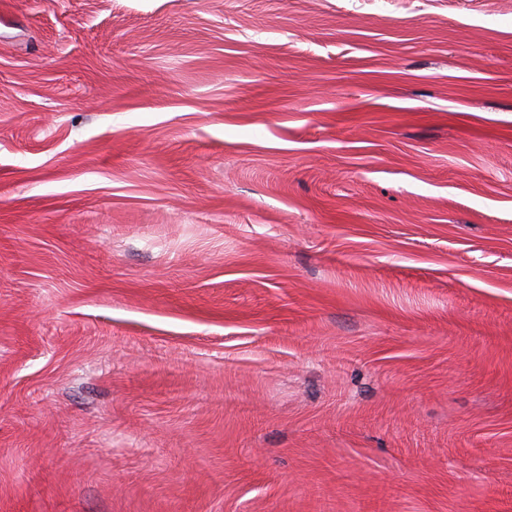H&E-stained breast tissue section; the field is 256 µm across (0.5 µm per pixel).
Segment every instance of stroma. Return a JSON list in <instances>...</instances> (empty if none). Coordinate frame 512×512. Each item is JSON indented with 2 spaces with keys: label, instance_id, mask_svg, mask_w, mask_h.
I'll list each match as a JSON object with an SVG mask.
<instances>
[{
  "label": "stroma",
  "instance_id": "stroma-1",
  "mask_svg": "<svg viewBox=\"0 0 512 512\" xmlns=\"http://www.w3.org/2000/svg\"><path fill=\"white\" fill-rule=\"evenodd\" d=\"M0 512H512V0H0Z\"/></svg>",
  "mask_w": 512,
  "mask_h": 512
}]
</instances>
